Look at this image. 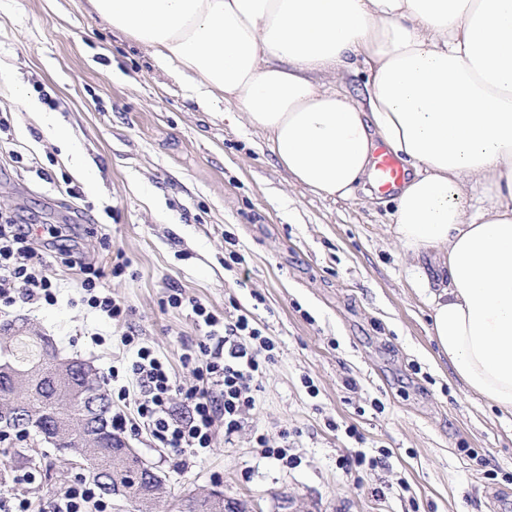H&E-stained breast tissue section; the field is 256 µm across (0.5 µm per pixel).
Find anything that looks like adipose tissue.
Instances as JSON below:
<instances>
[{
    "label": "adipose tissue",
    "mask_w": 512,
    "mask_h": 512,
    "mask_svg": "<svg viewBox=\"0 0 512 512\" xmlns=\"http://www.w3.org/2000/svg\"><path fill=\"white\" fill-rule=\"evenodd\" d=\"M89 2L199 105L234 103L311 192L348 198L379 142L411 168L394 245L438 354L512 416V0Z\"/></svg>",
    "instance_id": "ef3b65f1"
}]
</instances>
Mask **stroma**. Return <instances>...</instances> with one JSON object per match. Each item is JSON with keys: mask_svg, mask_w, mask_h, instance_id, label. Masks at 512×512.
<instances>
[{"mask_svg": "<svg viewBox=\"0 0 512 512\" xmlns=\"http://www.w3.org/2000/svg\"><path fill=\"white\" fill-rule=\"evenodd\" d=\"M234 110L204 111L88 0H0V217L69 235L42 253L56 304L17 303L0 323L49 337L105 381L127 364L129 333L195 384L181 356L200 333L190 309L168 305L178 291L226 320L249 315L272 341L255 410L204 459L125 431L165 480L155 512L190 491L223 492L226 512H512V416L438 361L411 263L391 243V197L332 200L293 183ZM233 250L244 261L231 267ZM82 262L125 303V323L81 305ZM281 446L295 464L267 455ZM31 449L44 455L38 480L14 484ZM358 452L369 465L346 471ZM61 467L32 437L0 453V486L41 512Z\"/></svg>", "mask_w": 512, "mask_h": 512, "instance_id": "obj_1", "label": "stroma"}]
</instances>
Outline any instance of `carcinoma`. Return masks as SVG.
Instances as JSON below:
<instances>
[{"instance_id":"1","label":"carcinoma","mask_w":512,"mask_h":512,"mask_svg":"<svg viewBox=\"0 0 512 512\" xmlns=\"http://www.w3.org/2000/svg\"><path fill=\"white\" fill-rule=\"evenodd\" d=\"M8 343L9 353L0 354V360L7 358L22 371L36 365L42 375L31 379L28 392L15 396L14 411L0 414V429L44 437L50 433L51 415L66 410L83 417L94 440L93 446L80 452L86 478L104 495L120 487L123 498L134 504L137 512H146L145 501L150 496L160 498L163 482L150 485L148 475L141 472L145 462L112 427V399L107 390L98 383L93 392L83 388L82 369L87 362L73 359L71 388L64 389L54 376L59 353L53 345H41L38 336L16 334L8 337ZM177 512H224V500L190 493L180 499Z\"/></svg>"}]
</instances>
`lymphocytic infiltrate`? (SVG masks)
<instances>
[{"mask_svg": "<svg viewBox=\"0 0 512 512\" xmlns=\"http://www.w3.org/2000/svg\"><path fill=\"white\" fill-rule=\"evenodd\" d=\"M33 240L30 227L0 225V307L19 301L47 305L57 301V284L43 263L33 259ZM100 277L98 270L85 269L81 301L109 320L122 321L128 310L104 291ZM19 283L24 286L20 293L15 290ZM168 303L190 307L202 333L196 349L182 357L197 382L186 387L177 384L165 358L136 343L134 335H125L122 343L133 348L134 355L124 369L126 383L118 389L117 399L133 400L137 419L130 423L116 412L112 425L120 430L146 428L163 447L198 458L210 448L216 431L233 436L255 409L254 380L262 370L257 350L271 348L272 343L248 316L221 320L200 300L179 292L169 295ZM177 397L183 403L179 409L173 405ZM107 508L95 487L79 478L58 487L47 502V512H107Z\"/></svg>", "mask_w": 512, "mask_h": 512, "instance_id": "obj_1", "label": "lymphocytic infiltrate"}]
</instances>
